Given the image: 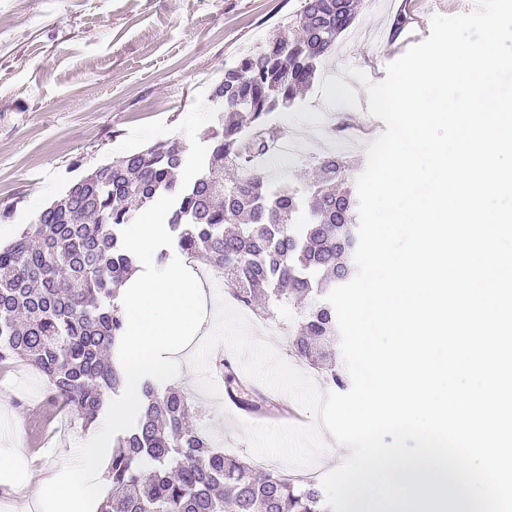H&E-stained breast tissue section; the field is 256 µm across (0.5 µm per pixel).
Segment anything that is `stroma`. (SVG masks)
Instances as JSON below:
<instances>
[{
	"instance_id": "35a3bbf8",
	"label": "stroma",
	"mask_w": 512,
	"mask_h": 512,
	"mask_svg": "<svg viewBox=\"0 0 512 512\" xmlns=\"http://www.w3.org/2000/svg\"><path fill=\"white\" fill-rule=\"evenodd\" d=\"M303 0H0V206H12L0 221L8 244L38 211L98 165L158 141L182 140L197 162L207 159L205 133L215 114L208 96L226 65L241 52H259L300 12ZM475 0H417L405 31L429 32L433 15L473 10ZM394 0H364L354 32L344 34L334 55L308 91L270 120L286 134L302 136L305 150L317 146L308 131L328 128L337 139L342 121L362 119L365 138L386 126L368 112L365 89L338 96L336 68L372 59L375 44L400 47L394 33ZM194 346L176 353L183 389L196 410L193 423L224 448L253 454L239 435L224 395L210 397L191 368ZM43 375L16 362L0 368V454L20 453L17 481L28 472L51 477L60 471V450L90 435L80 420L60 411L44 431L39 451L27 446L33 413L52 405ZM23 428L14 432L13 418Z\"/></svg>"
}]
</instances>
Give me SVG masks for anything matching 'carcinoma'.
<instances>
[{
  "instance_id": "obj_1",
  "label": "carcinoma",
  "mask_w": 512,
  "mask_h": 512,
  "mask_svg": "<svg viewBox=\"0 0 512 512\" xmlns=\"http://www.w3.org/2000/svg\"><path fill=\"white\" fill-rule=\"evenodd\" d=\"M358 10L359 0H305L287 31L224 69L212 93L208 161L192 180H177L186 145L157 142L90 171L0 248V363L33 366L85 425L103 416L123 391L107 356L118 353L124 331L115 300L139 264L121 231L139 208L175 194L173 247L224 270L244 309L259 300L296 305L293 354L314 368L327 364L321 345L336 335V313L324 296L350 278L358 245L347 156H321L319 180L303 189L274 181L253 160L274 157L282 131L269 116L313 84ZM220 370L243 412L262 409L266 396L244 393L231 362ZM143 398L135 425L112 438V491L100 512H332L321 484L274 469L258 477L248 460L214 447L189 425L181 390L148 380Z\"/></svg>"
}]
</instances>
